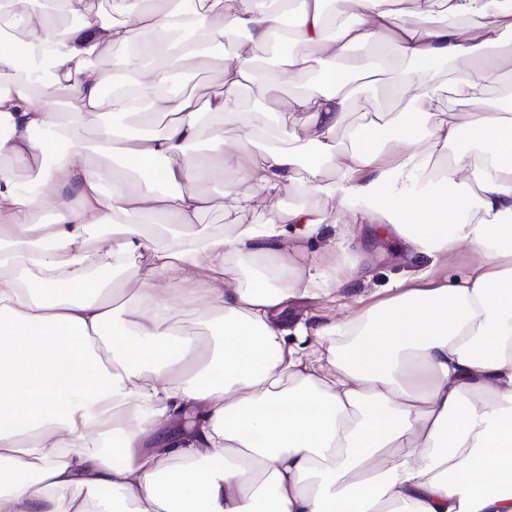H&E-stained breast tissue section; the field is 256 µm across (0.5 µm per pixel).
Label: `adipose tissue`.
Here are the masks:
<instances>
[{"label": "adipose tissue", "mask_w": 512, "mask_h": 512, "mask_svg": "<svg viewBox=\"0 0 512 512\" xmlns=\"http://www.w3.org/2000/svg\"><path fill=\"white\" fill-rule=\"evenodd\" d=\"M50 2L0 0L22 28L0 29V75L28 78L0 92V512H512V115L486 96V49L512 0H412V24L393 0H334L330 13L325 0L280 12L273 0H112L109 17L98 0H63L77 28ZM439 10L477 14L480 41L434 24ZM276 35L313 46L295 65L324 84L288 104L305 123L242 122L225 158L223 123L203 116L233 120ZM370 43L409 62L397 87L408 109L364 118L341 151L332 133L354 76L339 61ZM109 50L112 72L87 74ZM440 59L479 109L468 124L439 108L442 86L420 85ZM219 60L223 90L206 106L164 94L174 69ZM157 114L173 117L161 133L124 128ZM89 115L91 145L76 135ZM452 146L473 166L447 163ZM217 173L233 209L268 208L266 223L176 243L150 233L153 214L196 223L210 205L196 186ZM66 190L80 205L43 222ZM288 193L306 205L273 207ZM319 200L433 266L345 319L297 327L308 342L292 346L288 300L325 274L288 251L337 246ZM463 243L471 273L436 281ZM132 257L148 262V287L88 275ZM185 315L210 338L179 375L194 345ZM91 435L120 446L90 449Z\"/></svg>", "instance_id": "ef3b65f1"}]
</instances>
